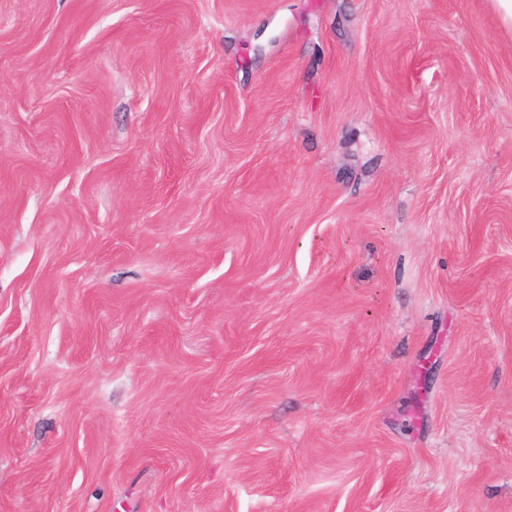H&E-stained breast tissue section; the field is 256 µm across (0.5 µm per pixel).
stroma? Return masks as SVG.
Listing matches in <instances>:
<instances>
[{
  "label": "stroma",
  "instance_id": "obj_1",
  "mask_svg": "<svg viewBox=\"0 0 512 512\" xmlns=\"http://www.w3.org/2000/svg\"><path fill=\"white\" fill-rule=\"evenodd\" d=\"M0 512H512L489 0H0Z\"/></svg>",
  "mask_w": 512,
  "mask_h": 512
}]
</instances>
